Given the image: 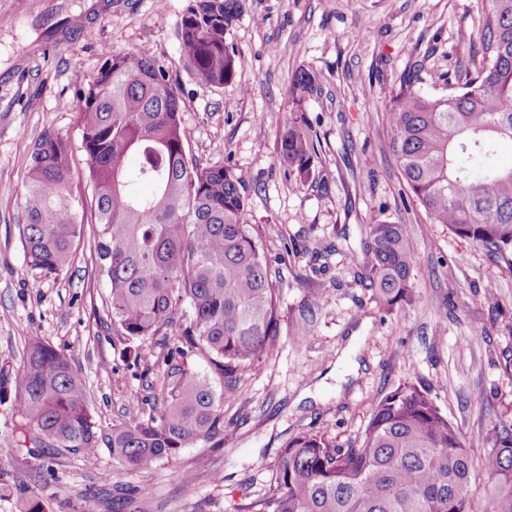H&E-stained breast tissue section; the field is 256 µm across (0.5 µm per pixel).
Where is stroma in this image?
<instances>
[{"mask_svg":"<svg viewBox=\"0 0 512 512\" xmlns=\"http://www.w3.org/2000/svg\"><path fill=\"white\" fill-rule=\"evenodd\" d=\"M188 0H0V383L13 387L25 347L39 338L64 352L103 428L139 414L161 370L153 342L127 367L94 273V227L60 275L30 270L19 227L29 149L67 138L83 170L78 93L112 54L141 50L165 63L181 90L189 151L233 167L248 187L249 223L264 231L279 273L282 317L273 350L224 394V445L197 441L139 470L101 449L44 456L18 441L12 400L0 402V512H16L24 485L46 512H115L112 488L140 487L155 512H237L269 489L288 440L318 432L359 440L375 404L407 383L428 388L474 459L512 422V266L430 223L392 150L384 97L404 71L444 94L457 69L478 64L470 41L477 0H246L227 40L236 75L201 84L180 59ZM318 76L304 103L316 144L313 175L279 160L281 116L298 69ZM372 224H400L417 264L413 305L383 309L364 281ZM207 456L209 469L197 467Z\"/></svg>","mask_w":512,"mask_h":512,"instance_id":"obj_1","label":"stroma"}]
</instances>
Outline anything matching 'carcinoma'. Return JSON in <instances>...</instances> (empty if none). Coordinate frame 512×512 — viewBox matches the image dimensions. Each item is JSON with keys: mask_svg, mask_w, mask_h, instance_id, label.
<instances>
[{"mask_svg": "<svg viewBox=\"0 0 512 512\" xmlns=\"http://www.w3.org/2000/svg\"><path fill=\"white\" fill-rule=\"evenodd\" d=\"M245 0H189L180 56L198 81L233 79L236 53L226 36ZM481 62L448 82V94L423 92L421 70L404 74L386 98L393 152L430 223L512 265V166L493 160V143L512 141V0H480ZM316 74L290 81L278 155L305 182L315 153L301 109ZM180 94L169 70L141 51L112 54L78 97L76 121L91 198L73 194L72 150L44 134L29 154L22 227L27 265L61 274L71 261L85 213L97 225L93 260L108 288L107 316L126 352L157 339L165 369L141 398L145 414L110 430L87 406L85 385L67 356L37 338L15 379L18 432L47 447L79 452L89 463L100 446L141 469L170 460L195 440L224 443V395L257 366L279 333L282 281L273 275L260 230L247 223L245 180L232 167L188 150ZM146 183L143 194L137 185ZM365 280L388 310L415 300L416 252L401 224H373L364 243ZM204 358L212 375L187 364ZM493 481L486 512H512V423L494 431L481 459ZM474 462L458 429L428 389L414 384L376 404L359 443L346 447L319 433L288 440L268 493L245 512H475ZM124 512H154L140 489L119 488ZM17 512H45L23 495Z\"/></svg>", "mask_w": 512, "mask_h": 512, "instance_id": "obj_1", "label": "carcinoma"}]
</instances>
